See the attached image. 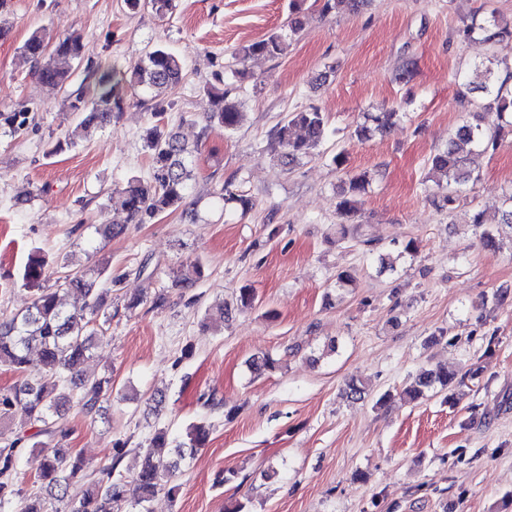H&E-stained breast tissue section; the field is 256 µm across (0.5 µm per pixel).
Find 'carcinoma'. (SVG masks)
<instances>
[{
    "instance_id": "carcinoma-1",
    "label": "carcinoma",
    "mask_w": 512,
    "mask_h": 512,
    "mask_svg": "<svg viewBox=\"0 0 512 512\" xmlns=\"http://www.w3.org/2000/svg\"><path fill=\"white\" fill-rule=\"evenodd\" d=\"M302 0H292L293 18L288 22V32H271L265 37L244 46L237 56L243 68L234 70L242 77L246 65L256 57L280 58L286 55L290 40L303 28L300 18ZM480 32L483 40L493 43L512 36V28L500 25L496 16L485 19L478 26H469L467 35ZM25 57L34 63V76L43 84L69 87L64 97L63 109L75 114L78 121L73 135L85 134L93 126L105 124L119 113L127 94L138 88L153 93L155 100L152 120L144 128L142 140L151 157L148 177L131 176L116 185L121 210L130 224H144L161 214L182 211L188 215L186 200L190 181L194 177L196 149L182 141L177 133L165 124L163 92L179 86L183 79L184 62L169 48L157 47L130 68L87 65L82 71L71 69V62H81L82 40L77 33L59 42L52 55L41 32H33L22 46ZM470 91L481 92L496 105L499 116L512 115V94L506 81L498 79L493 62L481 63L472 69L471 79L465 83ZM211 101L207 119L232 132L241 123L243 113L240 102L231 96V90L214 85L206 87ZM30 110L22 106L9 111L0 109V127L16 133L28 127ZM397 112L390 109L371 113L368 125L357 130L361 138L375 131H384L393 124ZM272 136L281 151L277 164L290 166L306 158L318 156L330 137L328 122L323 112L309 107L290 112L273 128ZM496 136L480 124L465 121L458 127L448 148L431 159V182L443 192L442 205H451L455 196L445 192L451 185L463 186L471 179L466 168V155L495 145ZM370 176L366 172L354 173L340 185L338 212L351 217L358 212L360 196L365 192ZM194 276L178 280V288L187 304L198 302L194 293L198 280L203 276L199 259L191 262ZM22 285L32 289L34 299L27 310L0 318V366H6L18 375V380L8 388H0V420L10 419L19 429L3 438L0 446V512L16 508V512H47L45 501L31 500L22 494L15 478L22 452L38 448L43 462L37 480L49 489L51 498L63 505L54 512H121L127 498V481L117 472L125 455L127 442L118 439L113 444L112 463L101 470V478L86 486L83 458L64 447L70 430L67 411L76 408L91 419L102 411L103 403L112 397V376H86L81 365L90 358L94 341L103 326L111 323L107 298L121 282L102 268L97 275L88 272L72 273L49 284L47 261L40 251L30 254L20 273ZM73 295L77 301L66 308L60 295ZM37 359H32V352ZM38 362L40 373L27 374L32 362ZM481 370L473 365L463 374L442 367L420 371L403 393L415 401L431 389L445 390L455 381L480 377ZM37 427L29 433L26 427ZM209 430L202 424L189 427L185 437L172 444L168 433L159 430L151 437L144 452L141 468L134 475L138 512H149L145 504L160 491L174 498L180 485L174 483L180 461L206 446Z\"/></svg>"
}]
</instances>
